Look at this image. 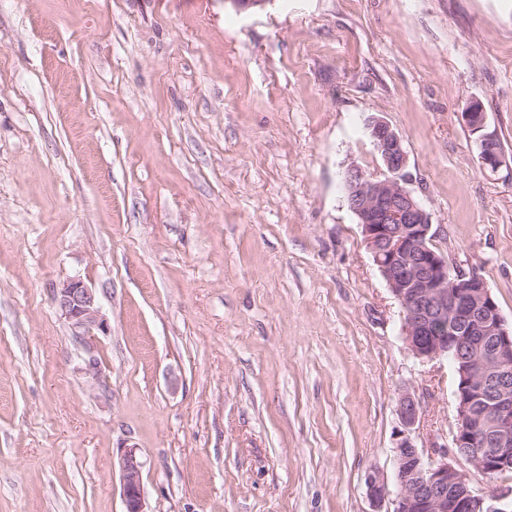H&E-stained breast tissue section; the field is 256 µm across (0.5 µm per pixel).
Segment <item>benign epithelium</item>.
Instances as JSON below:
<instances>
[{"label":"benign epithelium","mask_w":512,"mask_h":512,"mask_svg":"<svg viewBox=\"0 0 512 512\" xmlns=\"http://www.w3.org/2000/svg\"><path fill=\"white\" fill-rule=\"evenodd\" d=\"M461 119L477 134L482 164L498 168L503 154L479 103L469 104ZM366 129L388 175L380 179L350 166L344 180L349 209L402 308L409 351L423 361L452 357L461 380L454 391L457 426L451 449L425 463L411 438L403 437L395 448L396 490L379 472L366 475L372 512H512V488L482 492L448 461L450 455L462 457L486 480L512 471V326L481 276L460 270L433 248L430 214L408 189L402 137L378 117L368 119ZM54 302L77 338L107 328L95 291L79 278L55 289ZM448 320L463 324V334L452 343L441 334ZM398 413L403 425L413 428L420 421L419 399L402 395ZM118 466L124 512H146L143 463L136 450L125 451Z\"/></svg>","instance_id":"benign-epithelium-1"}]
</instances>
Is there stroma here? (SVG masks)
<instances>
[{
    "label": "stroma",
    "instance_id": "1",
    "mask_svg": "<svg viewBox=\"0 0 512 512\" xmlns=\"http://www.w3.org/2000/svg\"><path fill=\"white\" fill-rule=\"evenodd\" d=\"M371 116L512 324V0H0V512H123L130 448L147 512H371L406 392L450 444L454 366L408 351L346 200ZM461 119L478 135L477 144L482 164L493 170L497 169L502 163L503 154L494 146V135L487 129L486 117L479 103H470L461 113ZM54 302L76 338L82 339L93 330L103 332L107 328L95 291L81 279L71 278L55 288Z\"/></svg>",
    "mask_w": 512,
    "mask_h": 512
}]
</instances>
